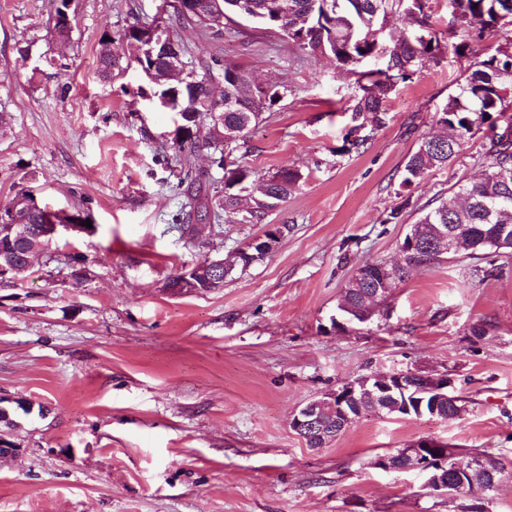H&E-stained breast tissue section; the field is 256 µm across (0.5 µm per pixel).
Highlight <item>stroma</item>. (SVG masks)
<instances>
[{"label": "stroma", "mask_w": 512, "mask_h": 512, "mask_svg": "<svg viewBox=\"0 0 512 512\" xmlns=\"http://www.w3.org/2000/svg\"><path fill=\"white\" fill-rule=\"evenodd\" d=\"M71 32L60 40L56 9ZM174 0H0V206L30 189L91 225L60 235L23 281H0V512H465L417 471L376 455L423 438L512 459V252L503 275L469 279L466 252L410 272L367 323L336 329L337 304L364 262L392 263L422 209L485 169L490 129L411 189L404 166L468 58L447 50L389 94L382 122L349 148L354 78L327 56L237 17L222 34L171 24ZM161 21L193 66L222 63L295 87L244 147L226 155L304 180L259 224L189 223L177 184L175 111L140 97L145 75L123 39ZM124 65L102 77L99 41ZM270 224L289 232L218 291L166 285L224 258ZM489 323L474 340L471 328ZM448 374L456 420L366 412L326 447L291 428L308 401L384 372Z\"/></svg>", "instance_id": "stroma-1"}]
</instances>
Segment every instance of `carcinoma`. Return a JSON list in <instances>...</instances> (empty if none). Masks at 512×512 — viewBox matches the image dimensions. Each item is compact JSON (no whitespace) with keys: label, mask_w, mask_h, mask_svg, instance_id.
<instances>
[{"label":"carcinoma","mask_w":512,"mask_h":512,"mask_svg":"<svg viewBox=\"0 0 512 512\" xmlns=\"http://www.w3.org/2000/svg\"><path fill=\"white\" fill-rule=\"evenodd\" d=\"M201 12L186 15L176 14V21L184 25H208L207 14H239L246 12L258 25L277 28L294 46L310 57L329 55L337 66L355 76V90L350 106L351 120L357 127H365L368 115L386 111L388 94L400 82H405L419 68L444 53L447 46L438 35L427 38L418 36L404 40L390 48L379 44V33L388 14L402 13L420 28H430V15L412 0H286L287 10L283 20L274 24L266 17L273 0H196ZM451 8L448 38H456L452 44L455 54L470 52L472 61L457 84V90L448 95L438 122L447 126V141L433 144L434 138L425 137L410 154L404 166L401 185L409 187L419 183L431 171L446 167L457 155L463 144L480 132L484 125L497 131L490 138L486 156L489 159L484 177L479 181L464 184L443 199L419 220L431 228L447 229L449 226H465L463 249L479 259L487 260L490 268L475 269L473 275L483 277L503 273V268L494 264V257L512 251V120H504L497 126L493 114L500 116L512 108L505 95L512 84L507 85L498 77L501 68L512 67V46H501L496 53L483 58L471 43L503 29L512 28V0H448ZM381 56L383 66L359 72L356 66L363 60ZM99 62L107 73L120 66V55L114 52L113 40L100 41ZM156 71L153 96L165 98L172 110L180 115L178 132L181 138L178 150L182 154L183 178L194 184L190 157L203 149L212 151L213 163L224 170V195L217 198L224 209L225 221L232 224H257L267 212L287 202L288 197L304 179L300 170L281 169L271 174H260L246 166L225 168L223 148L245 140L249 131L263 121L265 112L281 100V95L294 94V87L282 88L281 92L264 95L263 89L238 66L224 64V96L234 97L240 103L236 112L224 113V124L238 131V137L227 140L222 133L202 131L204 115L194 107L195 99L211 94L213 74L210 66H203L199 75L195 69L186 70L182 79L170 78L166 62L157 61L145 65ZM13 212H5L9 223L26 224L31 239L17 247L19 253L41 242L40 250L49 249L50 243L40 237L39 225L44 223V214L33 206L27 192L19 193L12 201ZM417 254H409L405 265L394 272L392 287H397L412 267L428 266L442 258L432 250L430 239L423 240L416 248ZM251 264L247 256L232 258V264L212 283L203 280L199 286L204 292L220 288L221 281L232 276L237 269ZM356 282L354 289L344 295L338 305L341 318L349 323H360L359 314L365 313V296L370 293L372 283L351 277ZM488 457V471L476 476V489L493 492L506 478L512 477V469L500 457L482 451Z\"/></svg>","instance_id":"obj_1"}]
</instances>
